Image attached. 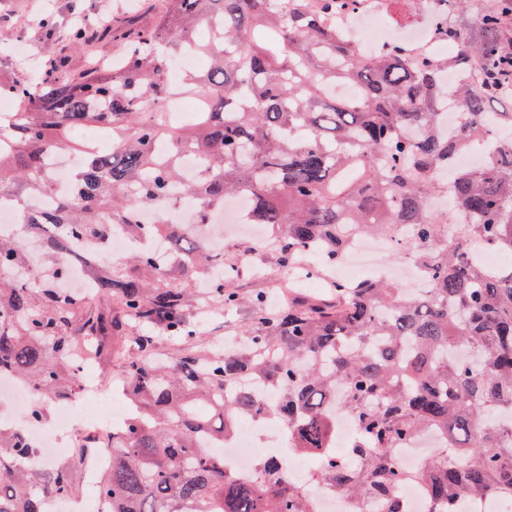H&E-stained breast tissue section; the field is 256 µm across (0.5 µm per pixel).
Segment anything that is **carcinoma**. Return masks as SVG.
Here are the masks:
<instances>
[{
	"label": "carcinoma",
	"instance_id": "obj_1",
	"mask_svg": "<svg viewBox=\"0 0 512 512\" xmlns=\"http://www.w3.org/2000/svg\"><path fill=\"white\" fill-rule=\"evenodd\" d=\"M362 0H170L157 22L143 28L133 16L107 28L121 45L107 66L78 75L45 71L6 87L19 107L0 136V197L14 203L31 230L56 226L44 247L60 280L75 258L95 271L97 292L116 301L136 326L187 344L196 335L184 313L189 289L167 284L168 261L133 254L137 276L98 269V259L72 245L93 238L105 246L110 226L136 235L137 215L170 197L194 206L191 224L166 223L171 260L185 276L210 264L224 279L210 294L232 306L238 269L200 244L224 200L243 195L248 223L273 230V259L294 269L310 257L332 267L354 235L394 237L410 226L408 251L430 288L419 292L382 277L337 281L328 298L288 293L274 312L252 299L253 324L229 350L192 349L169 359L155 355V337H131L121 354L131 413L121 430L99 443L115 448L100 478L105 512H309L286 469L262 461L248 482L224 472V447L241 417L262 411L288 422L294 447L317 452L329 435L323 401L345 386L344 405L361 434L359 473L327 458L320 477L351 494L369 492L384 512H403L398 488L424 484L445 512H463L464 497L512 499V266L484 267L473 246L512 256V112L491 106L512 101V60L505 30L512 0H496L474 23L462 18L471 0H443L437 35L458 47L456 65H480L478 83L459 85L461 121L442 134L438 109L448 98L435 64L398 45L363 51L336 36L330 20ZM206 25L210 38L197 37ZM207 58L203 72L179 86L167 68L187 44ZM343 81L353 96L333 99L327 87ZM199 99L189 128L165 117L169 94ZM84 157L72 174L74 192L51 213L28 200L52 190L49 153ZM485 152L482 163L441 176L457 157ZM21 244L0 237V273L26 263ZM78 296L49 286L0 281V377L14 375L37 396L31 414L45 418L44 400L68 398L75 386L62 367L84 349L102 357L121 326L109 313L77 322ZM250 374L280 399L262 408L250 392L224 398V388ZM429 426L442 427L461 448L459 458L433 452L405 474L392 448ZM74 484L65 466L32 463L18 431L0 428V512H42L45 495L65 496Z\"/></svg>",
	"mask_w": 512,
	"mask_h": 512
}]
</instances>
